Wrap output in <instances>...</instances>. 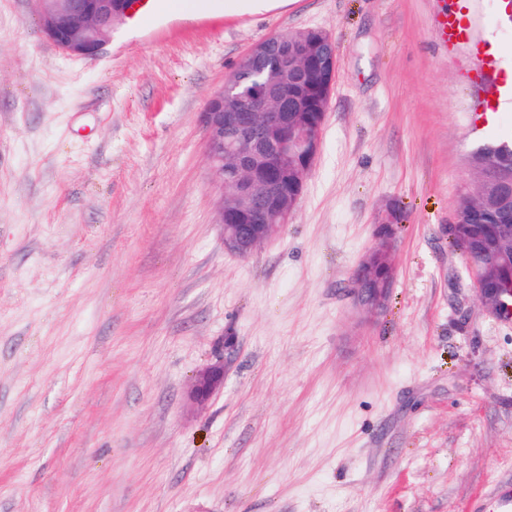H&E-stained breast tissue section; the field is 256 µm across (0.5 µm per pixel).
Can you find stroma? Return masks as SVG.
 Here are the masks:
<instances>
[{"instance_id":"35a3bbf8","label":"stroma","mask_w":512,"mask_h":512,"mask_svg":"<svg viewBox=\"0 0 512 512\" xmlns=\"http://www.w3.org/2000/svg\"><path fill=\"white\" fill-rule=\"evenodd\" d=\"M512 70V12L470 0ZM448 0H161L102 56L0 0V512H467L512 472V322L442 227L473 150L512 135ZM327 32L338 71L303 197L224 250L201 116L250 47ZM400 207L385 306L352 273ZM224 384L194 400L196 378ZM441 37L448 48L469 42V23L464 0H448V10L440 22ZM448 239V242L451 245V247H453L454 249L455 247H459V241L457 236ZM459 251L465 258L467 264V273L472 282L474 290L476 291L480 299L488 306L490 313L497 318V314L499 312L497 297L498 288L497 285H492L483 278L481 273L483 262L482 258L480 256L474 257L473 255H471V250L464 242H461ZM368 255L356 267L353 280L356 286L355 296L357 301L368 311L374 312L382 308L393 288V277L381 281L376 288L364 287V271L368 265ZM224 368L220 365L209 367L202 372L194 385L193 398L198 402L208 400L223 384Z\"/></svg>"}]
</instances>
